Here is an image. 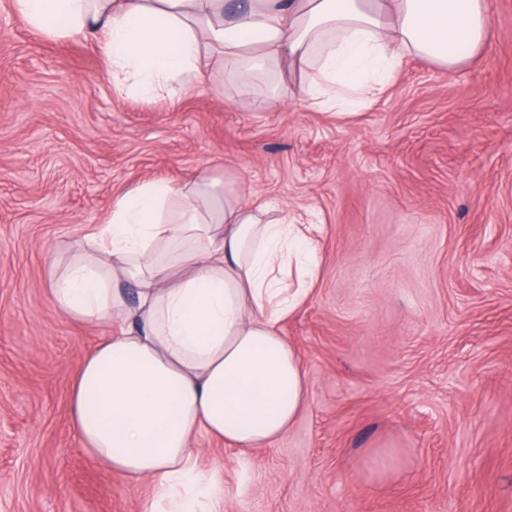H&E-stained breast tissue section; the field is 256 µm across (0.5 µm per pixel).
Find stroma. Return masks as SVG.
<instances>
[{
  "label": "stroma",
  "instance_id": "35a3bbf8",
  "mask_svg": "<svg viewBox=\"0 0 512 512\" xmlns=\"http://www.w3.org/2000/svg\"><path fill=\"white\" fill-rule=\"evenodd\" d=\"M113 86L90 35L0 0V512H144L85 455L70 381L106 324L63 317L54 259L145 182L206 176L314 225L311 291L280 325L306 378L288 432L239 463L199 436L220 512H512V0L455 70L406 58L339 116L284 91Z\"/></svg>",
  "mask_w": 512,
  "mask_h": 512
}]
</instances>
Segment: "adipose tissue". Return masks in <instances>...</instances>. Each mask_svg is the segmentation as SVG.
I'll return each instance as SVG.
<instances>
[{
    "label": "adipose tissue",
    "mask_w": 512,
    "mask_h": 512,
    "mask_svg": "<svg viewBox=\"0 0 512 512\" xmlns=\"http://www.w3.org/2000/svg\"><path fill=\"white\" fill-rule=\"evenodd\" d=\"M50 37L101 34L127 93L224 79L245 91L297 69L315 107L351 111L380 97L403 57L456 68L485 43L487 0H13ZM314 252L311 229L215 181L153 180L119 198L105 224L56 260L49 292L64 316L114 332L71 382L83 451L157 488L147 512H214L198 434L241 459L284 435L306 386L278 325L306 290L291 279ZM136 288L128 302L124 283Z\"/></svg>",
    "instance_id": "ef3b65f1"
}]
</instances>
